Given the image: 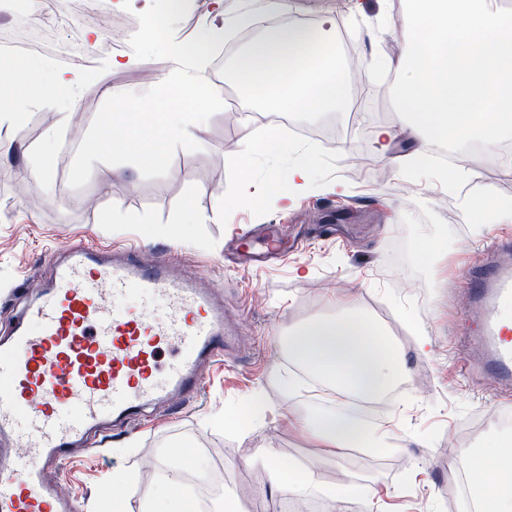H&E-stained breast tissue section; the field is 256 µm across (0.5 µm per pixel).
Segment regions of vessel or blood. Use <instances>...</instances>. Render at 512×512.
Returning a JSON list of instances; mask_svg holds the SVG:
<instances>
[{"mask_svg": "<svg viewBox=\"0 0 512 512\" xmlns=\"http://www.w3.org/2000/svg\"><path fill=\"white\" fill-rule=\"evenodd\" d=\"M464 286L486 376L511 384L512 239L493 241ZM231 344L223 305L175 255L145 263L131 248L73 244L0 338V512H79L46 461L106 448L105 425H139L147 409L199 396Z\"/></svg>", "mask_w": 512, "mask_h": 512, "instance_id": "vessel-or-blood-1", "label": "vessel or blood"}]
</instances>
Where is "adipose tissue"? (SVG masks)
Here are the masks:
<instances>
[{"mask_svg": "<svg viewBox=\"0 0 512 512\" xmlns=\"http://www.w3.org/2000/svg\"><path fill=\"white\" fill-rule=\"evenodd\" d=\"M266 15L262 36L235 61L234 74L246 89V100L315 114L340 108L347 82L331 64L336 53L332 20L301 25L292 18L288 0H267ZM249 22L248 14L231 17L223 5H216L199 22L191 41L173 43L174 54L189 61L192 69L167 77L166 85L189 92L204 86L207 106L223 104V87L210 82L202 63L213 45ZM397 35L405 52L394 60L377 47L376 33H369L374 49L363 55L362 71L368 79L391 69L400 77L403 126L414 141L407 162L429 169L437 140L472 139L495 147L503 131L512 128V17L496 0H408ZM113 99L116 115L146 112L155 124L150 141L113 139V155L131 164L161 160L169 149L199 139L203 107L172 109L160 99L130 103L118 93ZM315 169L316 159L308 149H294L275 177L273 202L288 205L308 190ZM288 354L323 387L342 396L375 399L406 376L398 351L363 311L352 307L338 316L304 322L290 334ZM298 425L328 454L346 447L356 434L368 451L392 445L383 426L358 430L347 418L318 411L302 415ZM487 456L486 477L472 493L474 508L512 512V436L504 435ZM253 460L266 468L269 492L286 487L307 497L318 491L313 472L291 478L272 449H257Z\"/></svg>", "mask_w": 512, "mask_h": 512, "instance_id": "ef3b65f1", "label": "adipose tissue"}]
</instances>
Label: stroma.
<instances>
[{
	"label": "stroma",
	"instance_id": "1",
	"mask_svg": "<svg viewBox=\"0 0 512 512\" xmlns=\"http://www.w3.org/2000/svg\"><path fill=\"white\" fill-rule=\"evenodd\" d=\"M143 19L129 8L60 26V43L81 41L87 31L103 34L87 44L91 66L83 71L77 109L63 96L22 90L20 120L0 121V335L48 284L52 255L78 242L134 243L143 261L167 246L181 253L184 271L207 272L225 310L237 314L229 322L235 354L206 373L200 397L119 436L111 458L81 451L47 462V478L77 500L80 512H102L113 475H130L127 502L131 512H141L159 473L181 460L199 483L222 472L224 496L240 512H264L266 472L251 459L256 449L270 448L291 465L292 476L308 469L325 487L349 479L367 486V493L344 503L343 512H469L475 479L459 457L491 446L495 431L512 427V387L490 383L475 365L461 372L458 359L469 328L459 316L469 299L460 286L491 240L512 236V223L492 215L472 221L467 209L473 194L453 195L430 174L409 176L379 158L374 134L384 125L400 127L398 100L393 83L370 84L360 76L351 80L354 95L340 109L316 117L291 113L293 123L330 127L338 137L312 140L315 184L288 208L262 202L280 166L262 148L273 137L285 153L296 139L274 125L246 127L227 105L205 112L202 143L160 165L114 174L111 155L88 154L82 143L107 134L146 140L152 129L147 122L105 129L101 119L113 111L109 89L133 101L153 97L175 68L165 38L141 39ZM117 31L132 48L123 54L127 67L113 69L104 42ZM258 36L255 30L246 38L235 35V54L210 55L206 74L223 84L225 96L242 93L233 76L235 55ZM54 124L60 138L50 146L45 132ZM249 145L256 153L245 177L233 158ZM34 154L46 159L44 190L28 176ZM244 196L253 204L236 205ZM200 214L210 215V222L197 223ZM265 224L294 241V250L266 267L225 265L226 244ZM346 302L372 318L401 350L407 368L400 388L379 398L368 414L343 399L293 392L267 378L276 365L296 370L284 344L291 330L309 318L336 314ZM420 337L427 341L422 350ZM257 399L280 407L284 419L250 431L237 428L233 413ZM309 410L362 425L390 423L394 447L360 459L349 458L344 448L326 455L295 423Z\"/></svg>",
	"mask_w": 512,
	"mask_h": 512
}]
</instances>
